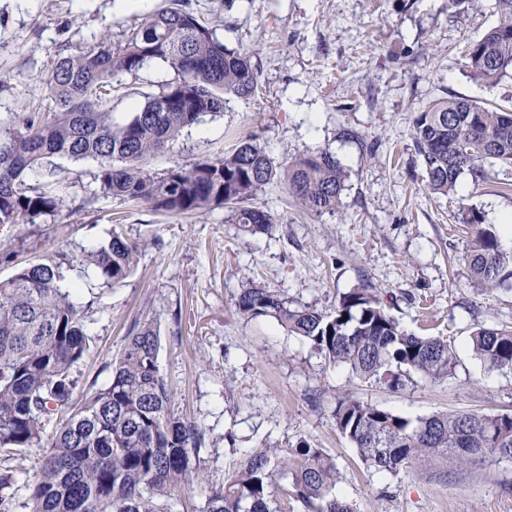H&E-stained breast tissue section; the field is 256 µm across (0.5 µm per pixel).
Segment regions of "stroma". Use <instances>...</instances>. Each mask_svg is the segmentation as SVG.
Returning <instances> with one entry per match:
<instances>
[{
    "instance_id": "obj_1",
    "label": "stroma",
    "mask_w": 512,
    "mask_h": 512,
    "mask_svg": "<svg viewBox=\"0 0 512 512\" xmlns=\"http://www.w3.org/2000/svg\"><path fill=\"white\" fill-rule=\"evenodd\" d=\"M227 48L248 51L259 71L250 97H226L223 112L204 114L169 151L147 161L160 174L172 162L223 154L229 133L251 135L278 164L329 149L343 166L346 188L336 213L303 212L283 183L258 192L256 205L278 222L270 235H248L224 207L188 215L155 212L113 198H93L98 163L55 156L27 170L30 184L52 168L73 185L59 212L37 225L0 226V252L44 259L105 242L113 225L147 241L134 272L119 286L97 270L76 266L65 287L84 308L85 357L73 372L81 389L105 386L131 326L160 328L159 368L177 415L206 433L192 466L204 483L186 487L173 512H202L205 483L252 452L324 449L341 479L339 499L353 512H512V461L489 459L464 469L447 460L414 464L392 476L368 471L332 418L336 397L349 395L417 419L445 412H512V370L489 368L469 345L478 327L512 323V287L492 292L474 283L465 262L476 211L501 231L512 216V166L487 168L483 181L462 175L454 193L433 194L412 139L414 116L440 97L512 104V77L495 84L470 78L468 40L497 21L493 0H186ZM165 0H138L120 11L116 0H0V119L45 112L38 88L61 54L108 40L123 44L143 15ZM175 73L153 61L115 77L104 109L127 122L146 95L159 94ZM160 237V246L150 245ZM279 290L319 310L355 288L376 293L410 332L454 340L458 365L448 378L410 375L402 386L352 379L275 318L245 319L235 311L250 285Z\"/></svg>"
}]
</instances>
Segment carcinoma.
<instances>
[{
	"label": "carcinoma",
	"mask_w": 512,
	"mask_h": 512,
	"mask_svg": "<svg viewBox=\"0 0 512 512\" xmlns=\"http://www.w3.org/2000/svg\"><path fill=\"white\" fill-rule=\"evenodd\" d=\"M498 21L466 43L470 77L496 84L512 72V0H495ZM160 60L176 78L121 126L98 112L102 89L121 73ZM258 86L250 55L214 39L208 25L184 0L146 15L114 50L105 43L59 56L42 90L51 112H27L0 122V225L37 224L57 213L71 193L51 170L38 185L24 173L54 156L98 161L96 194L155 212L193 215L224 206L249 234L271 233L274 215L253 203L264 186L283 179L288 193L314 214L340 205L346 172L327 149L299 154L277 166L254 137L239 138L232 152L190 164L175 163L156 176L146 160L168 148L201 115L224 110L227 95L248 97ZM416 154L434 193L456 190L469 173L485 178V165H512V106L486 107L463 98H438L413 120ZM473 239L466 260L473 280L493 290L512 280V254L482 227L479 213L463 217ZM146 243L112 231L80 254L14 264L0 280V457L10 460L32 447L43 449L31 476L27 512H171L169 500L202 477L190 470L205 439L203 429L178 416L160 373L161 335L150 321L129 331L112 379L77 392L72 367L87 347L82 307L60 288L65 269L94 266L104 284L123 283ZM247 319L272 316L289 332L312 342L329 363L364 382L398 386L412 372L426 380L450 376L458 362L451 341L401 329L377 295L366 288L340 295L328 311L301 305L263 286L244 289L235 302ZM472 352L495 369H512V325L479 327ZM58 429L45 438L51 420ZM336 429L356 448L369 470L397 475L412 464L445 458L457 468L497 456L512 459V413H438L412 421L377 405L342 396L333 409ZM336 461L306 442L295 448L254 452L220 484L207 485L206 512H273L280 497L301 502L306 512H352L336 497ZM15 498L12 473L0 471V512Z\"/></svg>",
	"instance_id": "cac0c4a2"
}]
</instances>
